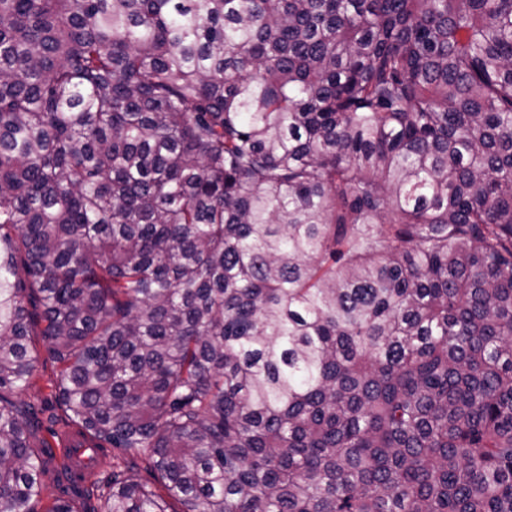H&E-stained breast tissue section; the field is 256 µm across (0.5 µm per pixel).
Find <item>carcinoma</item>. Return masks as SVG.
<instances>
[{
  "label": "carcinoma",
  "instance_id": "cac0c4a2",
  "mask_svg": "<svg viewBox=\"0 0 512 512\" xmlns=\"http://www.w3.org/2000/svg\"><path fill=\"white\" fill-rule=\"evenodd\" d=\"M33 300L100 512H512V0H0V512Z\"/></svg>",
  "mask_w": 512,
  "mask_h": 512
}]
</instances>
